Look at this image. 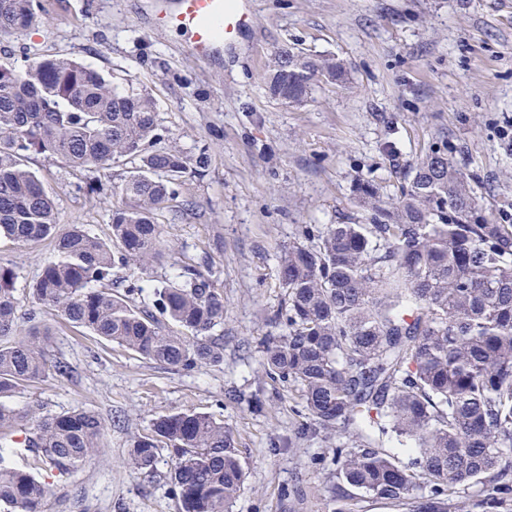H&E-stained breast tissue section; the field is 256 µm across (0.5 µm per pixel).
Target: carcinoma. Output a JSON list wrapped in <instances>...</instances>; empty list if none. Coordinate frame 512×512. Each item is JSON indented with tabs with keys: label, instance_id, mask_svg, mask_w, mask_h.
I'll use <instances>...</instances> for the list:
<instances>
[{
	"label": "carcinoma",
	"instance_id": "1",
	"mask_svg": "<svg viewBox=\"0 0 512 512\" xmlns=\"http://www.w3.org/2000/svg\"><path fill=\"white\" fill-rule=\"evenodd\" d=\"M36 0H0V35L38 20ZM343 61L282 48L266 74L287 106L318 83L345 80ZM156 103L145 88L119 86L70 58L0 64V238L28 245L55 239L33 285L37 302L69 322L170 368L219 364L224 298L185 267L152 286L165 321L139 311L135 296L160 256L155 214L176 195L189 157L161 147ZM31 154L63 161L74 174L130 159L124 202L112 208V238L79 224L57 231L54 197L28 168ZM367 224H330L313 246L280 256L284 302L261 342L265 371L297 387L313 436L346 431L333 449L336 489L351 488L402 512H512V225L476 214L469 177L446 147L429 150L397 201L370 181L355 186ZM115 267L130 271L124 294L93 284ZM0 266V429L25 433L40 467L67 474L104 452V424L85 410L20 415L4 403L27 383L68 367L51 361L33 328L16 335L15 281ZM171 322L174 331L165 325ZM411 445L404 462L383 438ZM172 449L182 512H232L245 480L240 449L224 423L194 411L160 415L133 441L132 470L153 468L158 444ZM0 437V506L47 512L52 489L10 466ZM477 483L485 494L461 500Z\"/></svg>",
	"mask_w": 512,
	"mask_h": 512
}]
</instances>
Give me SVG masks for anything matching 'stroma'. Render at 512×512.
I'll list each match as a JSON object with an SVG mask.
<instances>
[{"label":"stroma","mask_w":512,"mask_h":512,"mask_svg":"<svg viewBox=\"0 0 512 512\" xmlns=\"http://www.w3.org/2000/svg\"><path fill=\"white\" fill-rule=\"evenodd\" d=\"M38 2L33 26L0 36V63L21 70L38 55L64 56L147 86L165 142L206 160L157 215L163 256L149 278L168 281L193 266L224 297L223 363L172 369L37 308L30 288L52 243L0 239V265L19 271V335L37 317L49 329L48 354L72 370L21 387L9 406L83 409L105 424L103 455L67 475L39 470L56 490L48 512H182L166 448L152 469L124 464L152 419L177 411L232 429L246 472L233 512H332L325 460L340 438L300 435L296 387L262 366L260 342L284 298L281 252L304 227L367 223L354 185L374 182L394 202L405 174L436 146L452 151L482 213L512 224V0H250L251 26L209 62L193 58L181 34L154 27L152 0ZM286 45L343 60L349 84L282 104L262 76ZM29 167L54 196L60 227L82 224L110 239L131 163L106 170L102 199L78 191L54 159L34 155Z\"/></svg>","instance_id":"1"}]
</instances>
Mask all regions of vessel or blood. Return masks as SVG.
Listing matches in <instances>:
<instances>
[{
  "label": "vessel or blood",
  "mask_w": 512,
  "mask_h": 512,
  "mask_svg": "<svg viewBox=\"0 0 512 512\" xmlns=\"http://www.w3.org/2000/svg\"><path fill=\"white\" fill-rule=\"evenodd\" d=\"M250 21L249 9L234 0H156L154 4L155 27L182 33L187 51L204 62L232 46Z\"/></svg>",
  "instance_id": "1"
}]
</instances>
